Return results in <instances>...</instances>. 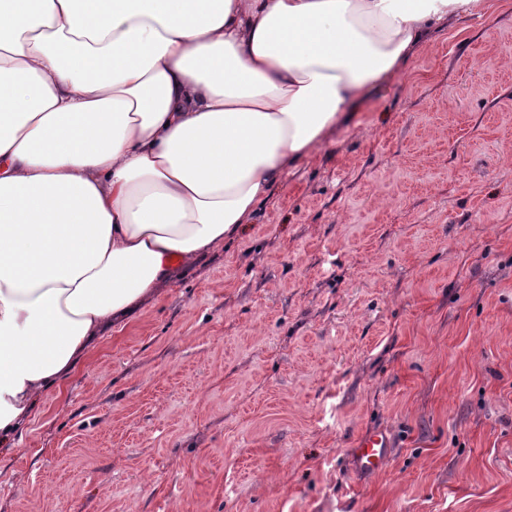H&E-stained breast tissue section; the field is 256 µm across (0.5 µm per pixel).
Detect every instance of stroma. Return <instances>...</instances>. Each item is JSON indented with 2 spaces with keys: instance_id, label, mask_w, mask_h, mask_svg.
<instances>
[{
  "instance_id": "stroma-1",
  "label": "stroma",
  "mask_w": 512,
  "mask_h": 512,
  "mask_svg": "<svg viewBox=\"0 0 512 512\" xmlns=\"http://www.w3.org/2000/svg\"><path fill=\"white\" fill-rule=\"evenodd\" d=\"M487 2L41 396L0 512H512V0ZM392 447L384 430H372L361 436L355 448L357 469L365 474L377 471L388 459Z\"/></svg>"
}]
</instances>
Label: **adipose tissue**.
<instances>
[{
    "label": "adipose tissue",
    "mask_w": 512,
    "mask_h": 512,
    "mask_svg": "<svg viewBox=\"0 0 512 512\" xmlns=\"http://www.w3.org/2000/svg\"><path fill=\"white\" fill-rule=\"evenodd\" d=\"M485 0H0V446Z\"/></svg>",
    "instance_id": "1"
}]
</instances>
